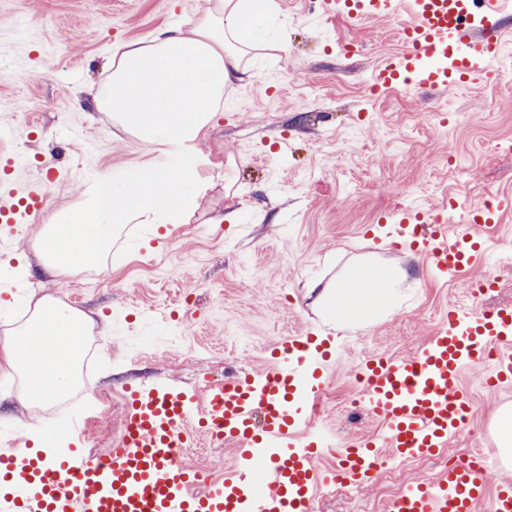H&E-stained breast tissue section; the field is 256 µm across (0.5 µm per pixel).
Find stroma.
Segmentation results:
<instances>
[{
	"label": "stroma",
	"instance_id": "obj_1",
	"mask_svg": "<svg viewBox=\"0 0 512 512\" xmlns=\"http://www.w3.org/2000/svg\"><path fill=\"white\" fill-rule=\"evenodd\" d=\"M204 0H0V170L53 180L44 215L0 245V343L47 298L67 301L91 320L84 387L38 410L57 422L84 394L97 418L83 448L104 454L123 431L124 391L164 378L199 388L263 371L281 337L312 329L333 341L320 395L328 409L312 427L348 443L379 439V465L392 461L383 427L368 412L342 408L363 396L359 366L374 356L403 358L431 336L449 307L512 308V211L483 227L486 255L461 276L430 275L424 257L371 233L381 219L410 208L429 212L456 200L463 209L512 197V55L503 75L443 91L412 86L366 92L368 77L400 48L402 18L352 24L322 14L314 0H277L274 28L286 40L256 59L233 84L199 145L202 174L215 185L172 232L124 224L97 264L47 275L37 235L46 213L78 205L90 182L138 170L149 148L115 126L93 97L123 43L164 25H185ZM360 42L359 52L344 46ZM470 120L458 122V113ZM393 266L405 277L386 314L368 326L336 329L317 292L352 268ZM93 277V287L81 280ZM493 290L472 296L481 278ZM491 365L461 378L474 403L471 431L427 459L410 460L416 482L463 463L472 450L500 460L496 426L512 408V380L488 384ZM19 380L0 360V431L31 447L29 410L15 396ZM237 444L188 450L183 460L207 482L223 479ZM399 490L380 473L336 493L319 492L316 512H353L362 496L390 512Z\"/></svg>",
	"mask_w": 512,
	"mask_h": 512
}]
</instances>
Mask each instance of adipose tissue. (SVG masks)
<instances>
[{
    "mask_svg": "<svg viewBox=\"0 0 512 512\" xmlns=\"http://www.w3.org/2000/svg\"><path fill=\"white\" fill-rule=\"evenodd\" d=\"M275 14L276 0H205L189 29L159 28L113 55L96 101L155 155L134 173L100 176L79 210L49 217L42 258L49 275L104 254L118 225L183 222L203 183L196 144L207 136L226 88L248 72L250 57L268 48ZM396 277L393 268H355L323 289L322 312L340 326L368 320L385 310ZM81 334L80 316L57 300L0 346V357L22 379L21 404L39 407L79 386Z\"/></svg>",
    "mask_w": 512,
    "mask_h": 512,
    "instance_id": "obj_1",
    "label": "adipose tissue"
}]
</instances>
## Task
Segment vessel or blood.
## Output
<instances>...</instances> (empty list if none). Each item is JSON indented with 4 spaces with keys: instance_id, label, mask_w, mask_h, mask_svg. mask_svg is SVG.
<instances>
[{
    "instance_id": "vessel-or-blood-1",
    "label": "vessel or blood",
    "mask_w": 512,
    "mask_h": 512,
    "mask_svg": "<svg viewBox=\"0 0 512 512\" xmlns=\"http://www.w3.org/2000/svg\"><path fill=\"white\" fill-rule=\"evenodd\" d=\"M323 12L358 19L409 20L400 51L375 70L377 88L475 85L497 75L503 46L512 41L505 19L512 0H321ZM42 186L0 205V242L11 238L18 215L39 213ZM391 236L410 241L439 275H457L476 260L481 238L474 225L449 234L445 222L422 210L402 212ZM330 339L312 332L281 338L272 368L232 377L204 390L166 381L136 388L126 401L124 429L109 451L94 457L81 447L83 416L63 423L74 443L62 457L0 448V512H311L319 490L369 477L374 440L336 451V465L318 467L327 443L308 426L323 389ZM494 360L497 376H512V309L452 307L408 358H374L361 367L365 402L385 429L393 454L426 456L447 447L474 413L461 386L465 367ZM204 421L209 439L239 442L223 480L195 492L197 472L179 449L192 448L191 425ZM404 512H512V481L485 468L459 464L408 487Z\"/></svg>"
}]
</instances>
